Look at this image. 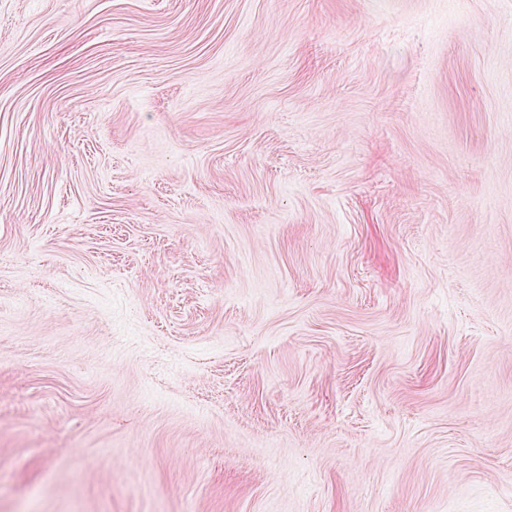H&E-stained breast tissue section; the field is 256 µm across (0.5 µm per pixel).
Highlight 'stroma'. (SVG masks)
<instances>
[{"label": "stroma", "mask_w": 512, "mask_h": 512, "mask_svg": "<svg viewBox=\"0 0 512 512\" xmlns=\"http://www.w3.org/2000/svg\"><path fill=\"white\" fill-rule=\"evenodd\" d=\"M0 512H512V0H0Z\"/></svg>", "instance_id": "35a3bbf8"}]
</instances>
